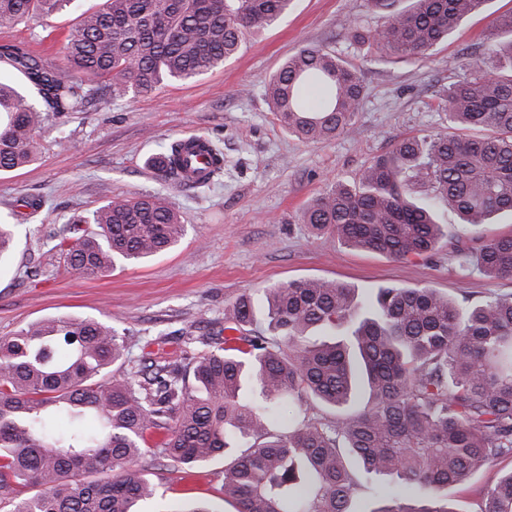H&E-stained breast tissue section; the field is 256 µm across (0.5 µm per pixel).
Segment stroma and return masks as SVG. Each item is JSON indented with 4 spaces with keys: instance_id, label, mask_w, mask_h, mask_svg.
Returning <instances> with one entry per match:
<instances>
[{
    "instance_id": "obj_1",
    "label": "stroma",
    "mask_w": 512,
    "mask_h": 512,
    "mask_svg": "<svg viewBox=\"0 0 512 512\" xmlns=\"http://www.w3.org/2000/svg\"><path fill=\"white\" fill-rule=\"evenodd\" d=\"M104 0H72L62 11L13 28H0V44L24 41L51 61L79 15ZM512 0H490L485 13L464 21L430 59L402 60L354 43L347 28L384 23L365 0H291L273 25L250 38L224 64L196 78L162 83L148 95H104L84 112L50 118L35 162L0 175V221L11 224L14 246L0 263V337L49 316L111 321L125 337L118 373L165 358L187 369L186 338L224 333V313L241 295L263 308L267 288L292 280L331 279L359 299L395 284L428 286L463 305L488 293H512L511 279H489L456 268V248L478 236L512 234V215L475 230L451 209L439 214L451 236L421 257L396 260L316 236L301 215L333 181H349L373 157L402 139L445 130L448 118L433 105L434 92L453 77L460 57L481 47L490 13ZM319 46L353 63L365 89L346 134L306 143L276 123L264 85L291 54ZM186 134L207 137L224 153V176L205 189L166 182L151 164ZM168 194L186 225L173 249L87 279L70 273L54 245L73 218L88 217L115 199ZM39 200V209L28 200ZM164 430L146 434L148 454L134 469H148L159 493L141 512H187L205 502L211 512H235L224 499V458L192 472L170 467L158 445Z\"/></svg>"
}]
</instances>
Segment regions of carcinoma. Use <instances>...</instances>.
<instances>
[{
  "label": "carcinoma",
  "mask_w": 512,
  "mask_h": 512,
  "mask_svg": "<svg viewBox=\"0 0 512 512\" xmlns=\"http://www.w3.org/2000/svg\"><path fill=\"white\" fill-rule=\"evenodd\" d=\"M70 0H0V27L63 10ZM290 0H106L84 13L63 62L23 44L0 46L42 105L0 80V173L31 163L46 116L84 112L107 83L114 96L153 93L224 64L275 23ZM367 0L387 21L350 27L352 41L397 58L423 59L488 0ZM279 126L318 143L346 133L362 99L357 71L317 46L289 56L265 84ZM450 132L410 137L350 182L336 181L302 223L351 248L420 257L448 237V206L474 227L512 213V10L489 21L482 52L435 91ZM202 181L182 178L181 147L161 170L175 187L202 189L224 176V153ZM93 224L95 229L82 228ZM186 225L159 195L109 201L73 220L55 249L68 270L95 277L175 247ZM460 267L512 278V235L459 249ZM329 280L267 289L266 312L239 297L224 317L238 337L213 339L190 372L154 364L144 382L112 378L124 337L97 319L49 317L0 338V504L8 512H136L156 484L129 469L145 433L170 419L162 453L174 466L231 456L224 494L236 512H460L448 488L512 459V294L463 308L435 288L396 285L359 304ZM263 321L271 336L244 335ZM321 332L330 340L309 343ZM258 397L243 393L246 379ZM369 397L358 403V387ZM344 408L334 421L284 432L271 416L287 401ZM35 493L18 497V488ZM480 512H512V470L480 491Z\"/></svg>",
  "instance_id": "carcinoma-1"
}]
</instances>
